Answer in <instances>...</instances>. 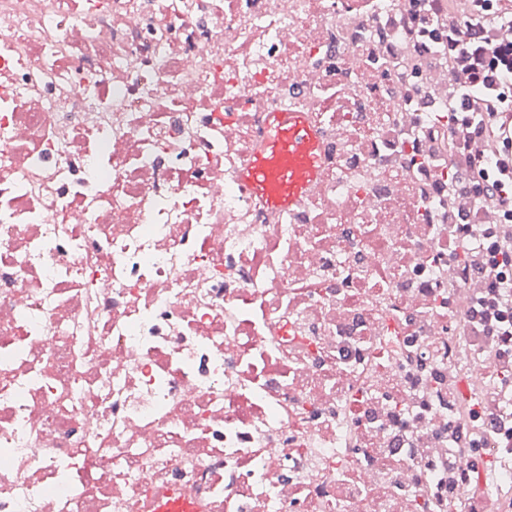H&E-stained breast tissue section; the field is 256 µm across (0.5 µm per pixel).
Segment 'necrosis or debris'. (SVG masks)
<instances>
[{
  "instance_id": "obj_1",
  "label": "necrosis or debris",
  "mask_w": 512,
  "mask_h": 512,
  "mask_svg": "<svg viewBox=\"0 0 512 512\" xmlns=\"http://www.w3.org/2000/svg\"><path fill=\"white\" fill-rule=\"evenodd\" d=\"M397 6L0 0V512H418L425 386L486 370L414 188L448 160L371 35ZM288 108L322 168L277 217L238 175ZM166 499L159 498L154 512H202L204 508L195 499L182 495L167 494Z\"/></svg>"
}]
</instances>
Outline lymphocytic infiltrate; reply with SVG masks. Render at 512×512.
Masks as SVG:
<instances>
[{"label": "lymphocytic infiltrate", "instance_id": "obj_1", "mask_svg": "<svg viewBox=\"0 0 512 512\" xmlns=\"http://www.w3.org/2000/svg\"><path fill=\"white\" fill-rule=\"evenodd\" d=\"M428 20L437 48L420 53L422 28L416 20L415 0H404L396 17L397 37L385 58L401 91L411 80L433 70L447 72L448 124L424 145L428 155L442 154L453 163L443 198L430 220L449 224L448 259L456 276L438 270L436 279L448 295L477 279L483 288L472 307L456 313L454 342L458 347L489 348L487 375L476 396L458 392L464 367L448 374V385L436 388L437 399H449L453 412L445 457L435 464L442 479L434 491H422L426 512H483L486 497L480 486L488 475L479 446L495 437L500 447H512V103L498 94L499 85L512 83V43L501 44L498 34L512 25V0H428ZM488 171L482 187L469 175ZM459 458L471 459L467 470Z\"/></svg>", "mask_w": 512, "mask_h": 512}]
</instances>
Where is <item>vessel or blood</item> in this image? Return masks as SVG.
I'll use <instances>...</instances> for the list:
<instances>
[{"label":"vessel or blood","instance_id":"b4317fda","mask_svg":"<svg viewBox=\"0 0 512 512\" xmlns=\"http://www.w3.org/2000/svg\"><path fill=\"white\" fill-rule=\"evenodd\" d=\"M320 141L305 113H276L271 133L251 156L242 180L271 212L297 206L318 180ZM154 512H203L195 499L167 495Z\"/></svg>","mask_w":512,"mask_h":512}]
</instances>
